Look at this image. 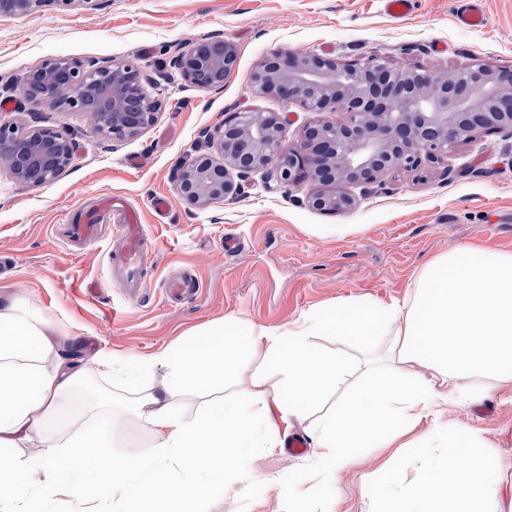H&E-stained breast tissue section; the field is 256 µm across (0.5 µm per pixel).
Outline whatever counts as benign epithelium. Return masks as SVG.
I'll list each match as a JSON object with an SVG mask.
<instances>
[{
  "instance_id": "1",
  "label": "benign epithelium",
  "mask_w": 512,
  "mask_h": 512,
  "mask_svg": "<svg viewBox=\"0 0 512 512\" xmlns=\"http://www.w3.org/2000/svg\"><path fill=\"white\" fill-rule=\"evenodd\" d=\"M75 0H0V15H22L43 3ZM238 59L234 44L204 39L170 59L190 86L219 90ZM49 88L52 104L84 112L91 133L114 138L133 136L152 126L159 103L148 93L140 71L130 63L98 65L51 60L28 74ZM260 95L284 96L316 119L288 139L280 112H233L208 130L217 163L203 154L184 166L177 183L181 197L206 206L235 194L236 178L276 171L281 183L308 177L321 188L308 196L309 206L324 214L354 208L355 189L382 181L396 170H416L422 160L440 163L475 133L512 135V71L473 63L453 79L418 67H394L376 58L345 63L316 53L274 51L253 74ZM348 115L343 121L335 109ZM74 142L58 133L51 142L32 129L11 157L9 167L21 183L55 179L73 160Z\"/></svg>"
}]
</instances>
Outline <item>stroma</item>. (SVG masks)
<instances>
[{
	"mask_svg": "<svg viewBox=\"0 0 512 512\" xmlns=\"http://www.w3.org/2000/svg\"><path fill=\"white\" fill-rule=\"evenodd\" d=\"M456 0H416L411 15L390 17L380 0H59L18 16H0V123L19 132H69L73 160L51 182L19 183L0 163V300H14L54 323L66 345L102 352L115 364L147 359L162 348L178 352L200 332L229 322L281 327L302 314L331 315L359 301L383 304L411 294L433 258L465 248L512 252V136L480 134L456 146L447 164L386 175L358 205L335 215L311 209V182L288 187L245 178L240 191L205 207L175 188L181 165L208 147L203 130L233 112H284L289 138L313 116L300 106L252 89L251 77L274 51L319 53L337 59L382 58L401 67L455 73L479 62L512 69V0H486L477 29L455 19ZM218 36L238 51L235 70L219 92L188 86L170 68L177 48ZM67 58L134 63L161 102L155 123L139 135L93 137L83 112L19 96L17 87L46 61ZM119 196L137 208L157 246L144 271L143 292L128 293L108 276L110 245L72 254L53 227L96 197ZM167 198L159 215L155 198ZM243 249L224 253L225 234ZM185 273L195 292L167 298L162 284ZM442 424L480 433L491 462L488 483L512 486V395L489 389L449 403ZM307 455L280 452L246 467L253 484H234L204 512H295L276 482L291 473L307 486ZM418 478L412 448H372L323 496L338 512H376L380 485L397 488Z\"/></svg>",
	"mask_w": 512,
	"mask_h": 512,
	"instance_id": "obj_1",
	"label": "stroma"
}]
</instances>
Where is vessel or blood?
<instances>
[{"label": "vessel or blood", "instance_id": "1", "mask_svg": "<svg viewBox=\"0 0 512 512\" xmlns=\"http://www.w3.org/2000/svg\"><path fill=\"white\" fill-rule=\"evenodd\" d=\"M456 17L468 27L483 25V0H458ZM111 220L118 223L122 246L109 254L108 270L122 274L126 287H141L140 272L154 255L155 242L146 235L138 213L121 200L109 196L99 198L92 211L69 214L54 230L62 244L72 250L97 242L104 223Z\"/></svg>", "mask_w": 512, "mask_h": 512}]
</instances>
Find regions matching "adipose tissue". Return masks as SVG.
Here are the masks:
<instances>
[{"mask_svg":"<svg viewBox=\"0 0 512 512\" xmlns=\"http://www.w3.org/2000/svg\"><path fill=\"white\" fill-rule=\"evenodd\" d=\"M330 329L364 349V357L320 351L314 339ZM380 330L389 345L367 352ZM247 349L274 366L275 387L258 375L245 398L209 401L191 419L176 408L175 389L205 393L223 385ZM144 364L164 371L168 387L141 386ZM110 366L101 353L73 358L50 320L0 302V512H40L43 501L59 495L78 505L108 498L112 512H144L152 501L163 512H195L227 484L255 482L243 461L277 453L280 424L313 412L316 450L307 466L313 483L299 495L303 512H334L320 505L322 487L365 449L399 440L420 449V477L386 491L381 512H491L485 440L435 425L444 407L466 393L465 379L512 386V253L468 249L459 258H434L412 294L383 308L351 303L333 321L306 314L278 328L250 327L243 339L228 327L221 338H201L179 354L162 349L148 361H131L128 398L116 403L101 395L96 413L116 427L136 417L154 436L151 454L130 460L113 453L105 436L75 425L55 440V452L21 461L27 442L60 425L71 393ZM354 373L360 382L353 391L319 412Z\"/></svg>","mask_w":512,"mask_h":512,"instance_id":"ef3b65f1","label":"adipose tissue"}]
</instances>
